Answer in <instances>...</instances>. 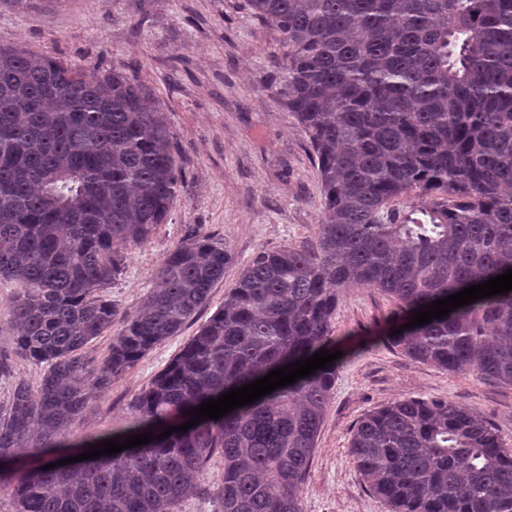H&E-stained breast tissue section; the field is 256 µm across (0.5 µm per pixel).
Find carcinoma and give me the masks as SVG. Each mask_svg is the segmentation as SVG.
Wrapping results in <instances>:
<instances>
[{
    "instance_id": "1",
    "label": "carcinoma",
    "mask_w": 512,
    "mask_h": 512,
    "mask_svg": "<svg viewBox=\"0 0 512 512\" xmlns=\"http://www.w3.org/2000/svg\"><path fill=\"white\" fill-rule=\"evenodd\" d=\"M282 35L288 111L318 162L313 245L263 250L179 354L129 403L110 439H157L55 463L91 391L207 306L232 256L187 229L160 285L97 362L110 326L98 291L176 195L172 132L139 83L0 48V278L19 286L15 348L44 367L0 413V466L42 465L11 487L15 512H176L213 455L214 512H302L300 493L337 361L221 418L159 434L190 410L324 349L346 288H371L400 324L512 269V0H246ZM415 195L421 203L397 208ZM410 359L512 386V291L386 337ZM349 453L389 512H512V451L475 409L406 398L364 414Z\"/></svg>"
}]
</instances>
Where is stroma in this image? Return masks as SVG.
<instances>
[{"label":"stroma","instance_id":"stroma-1","mask_svg":"<svg viewBox=\"0 0 512 512\" xmlns=\"http://www.w3.org/2000/svg\"><path fill=\"white\" fill-rule=\"evenodd\" d=\"M0 47L76 65L91 75L125 71L161 105L173 132L179 184L166 223L141 245H126L122 274L103 289L117 308L111 326L85 349L103 360L126 318L158 285V270L189 226L221 239L234 257L210 300L182 331L94 392L72 427L75 440L122 429L127 405L223 306L243 265L260 250L313 244L323 214L308 138L282 103L280 32L243 0H0ZM16 283L0 279V409L16 382L38 385L44 370L14 351ZM394 305L369 288L343 290L333 323L340 365L308 476L302 512H388L363 484L349 454L366 412L406 397L472 407L512 450V387L412 361L386 345ZM224 479L213 457L177 512H213Z\"/></svg>","mask_w":512,"mask_h":512}]
</instances>
